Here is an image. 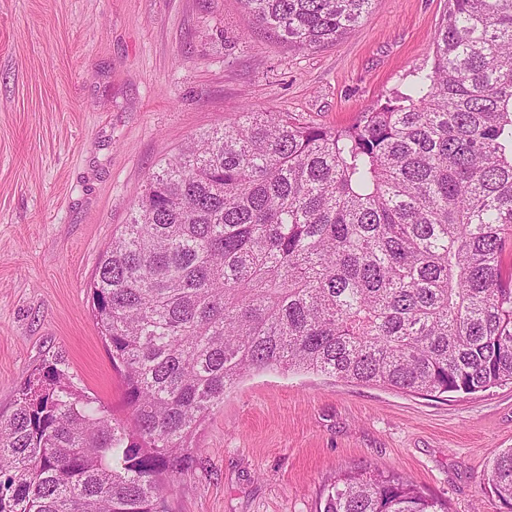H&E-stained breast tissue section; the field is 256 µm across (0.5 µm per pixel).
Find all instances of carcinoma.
<instances>
[{"label": "carcinoma", "mask_w": 512, "mask_h": 512, "mask_svg": "<svg viewBox=\"0 0 512 512\" xmlns=\"http://www.w3.org/2000/svg\"><path fill=\"white\" fill-rule=\"evenodd\" d=\"M290 44L371 0H243ZM512 0H448L430 67L347 127L239 112L152 172L95 274L130 419L57 358L0 421V512H168L224 394L263 370L437 396L512 383ZM488 481L512 512V448ZM323 512H447L378 466Z\"/></svg>", "instance_id": "obj_1"}]
</instances>
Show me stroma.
<instances>
[{"instance_id": "obj_1", "label": "stroma", "mask_w": 512, "mask_h": 512, "mask_svg": "<svg viewBox=\"0 0 512 512\" xmlns=\"http://www.w3.org/2000/svg\"><path fill=\"white\" fill-rule=\"evenodd\" d=\"M448 0H372L336 45L300 49L243 0H0V419L62 356L124 416L90 282L148 176L234 113L346 127L429 66ZM512 384L437 397L267 371L215 408L169 512H320L343 470L410 478L448 512H506ZM488 481L493 493L512 511V448H506L493 460Z\"/></svg>"}]
</instances>
